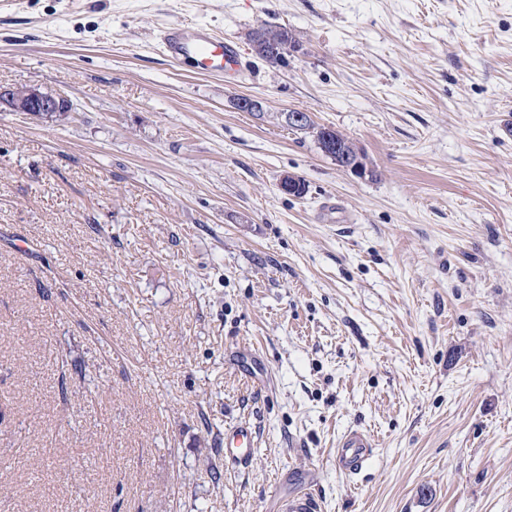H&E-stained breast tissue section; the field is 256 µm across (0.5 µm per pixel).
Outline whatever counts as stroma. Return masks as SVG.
Returning <instances> with one entry per match:
<instances>
[{
	"instance_id": "obj_1",
	"label": "stroma",
	"mask_w": 512,
	"mask_h": 512,
	"mask_svg": "<svg viewBox=\"0 0 512 512\" xmlns=\"http://www.w3.org/2000/svg\"><path fill=\"white\" fill-rule=\"evenodd\" d=\"M0 85L73 104L0 112V512H512V0H6ZM157 41L171 61L190 63L200 74L224 77L249 66L235 43L208 26L169 23L159 31ZM251 45L256 40L264 45L265 55L255 54L258 58L274 64H286L288 62V42L292 47H299V41L288 28L264 23L254 29L250 34ZM289 126L295 128L296 130L304 131L305 133H312L321 151L327 157H330L332 160L336 161L337 166L339 165L343 154H347L348 156L352 157L353 161L357 163L361 170L363 169L362 157L357 152L353 143L340 132L332 128L317 126L311 118L306 120L304 124ZM326 136H328L330 140L338 146V153H336V150L332 152H327L324 150ZM355 162H350L342 168L354 173H359L360 169L357 167ZM227 448H244L236 451L237 455H233L232 460L237 463H247L250 454L252 444L250 443L248 433L243 429L235 430L231 434L225 437ZM373 452L371 439L357 431L345 434L335 448L334 464L336 470L345 474L360 471Z\"/></svg>"
}]
</instances>
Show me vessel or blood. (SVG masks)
Returning <instances> with one entry per match:
<instances>
[{
  "instance_id": "vessel-or-blood-1",
  "label": "vessel or blood",
  "mask_w": 512,
  "mask_h": 512,
  "mask_svg": "<svg viewBox=\"0 0 512 512\" xmlns=\"http://www.w3.org/2000/svg\"><path fill=\"white\" fill-rule=\"evenodd\" d=\"M157 41L171 61L191 64L194 71L204 75L230 76L248 67L237 45L208 26L170 23L159 31ZM372 452L371 439L353 431L340 439L334 464L340 472L353 474L362 469Z\"/></svg>"
}]
</instances>
